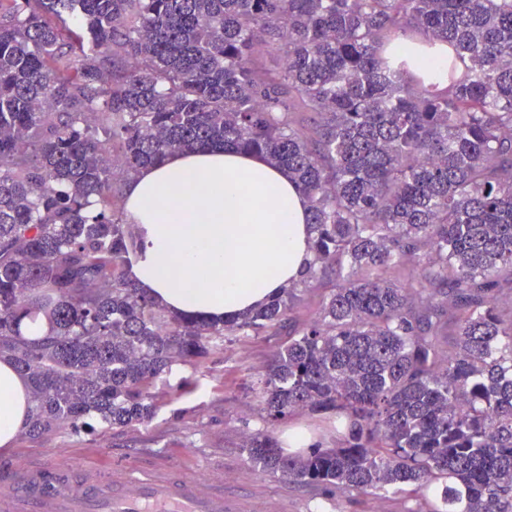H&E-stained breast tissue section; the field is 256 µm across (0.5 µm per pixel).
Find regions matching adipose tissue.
<instances>
[{
    "label": "adipose tissue",
    "instance_id": "1",
    "mask_svg": "<svg viewBox=\"0 0 512 512\" xmlns=\"http://www.w3.org/2000/svg\"><path fill=\"white\" fill-rule=\"evenodd\" d=\"M306 201L287 173L233 150L178 152L124 190L141 244L131 277L169 310L199 319L246 313L298 279L312 258ZM31 388L0 360V450L13 448Z\"/></svg>",
    "mask_w": 512,
    "mask_h": 512
}]
</instances>
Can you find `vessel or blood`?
I'll use <instances>...</instances> for the list:
<instances>
[{
	"mask_svg": "<svg viewBox=\"0 0 512 512\" xmlns=\"http://www.w3.org/2000/svg\"><path fill=\"white\" fill-rule=\"evenodd\" d=\"M57 480L24 469L0 485V512H239L220 484H203L165 469L138 479L130 472L89 470L72 458L55 465Z\"/></svg>",
	"mask_w": 512,
	"mask_h": 512,
	"instance_id": "1",
	"label": "vessel or blood"
}]
</instances>
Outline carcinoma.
Listing matches in <instances>:
<instances>
[{
	"mask_svg": "<svg viewBox=\"0 0 512 512\" xmlns=\"http://www.w3.org/2000/svg\"><path fill=\"white\" fill-rule=\"evenodd\" d=\"M404 40L451 47L445 85L387 52ZM197 149L261 155L309 203L301 278L222 323L136 286L115 206L121 180ZM39 314L49 333L24 336ZM271 329L288 341L254 467L512 512V0H0V358L30 382L23 432L147 423L175 363ZM298 412L336 419V447L285 452Z\"/></svg>",
	"mask_w": 512,
	"mask_h": 512,
	"instance_id": "obj_1",
	"label": "carcinoma"
}]
</instances>
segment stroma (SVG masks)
Wrapping results in <instances>:
<instances>
[{"mask_svg": "<svg viewBox=\"0 0 512 512\" xmlns=\"http://www.w3.org/2000/svg\"><path fill=\"white\" fill-rule=\"evenodd\" d=\"M280 336H234L206 358L179 362L153 388L158 410L151 422L96 433L63 427L32 440L18 435L0 452V475L16 467H48L65 456L103 469L131 467L140 473L172 468L190 479L223 484L241 512H409L393 494L348 502L324 488L302 485L251 466L242 444L261 428L256 393Z\"/></svg>", "mask_w": 512, "mask_h": 512, "instance_id": "stroma-1", "label": "stroma"}]
</instances>
